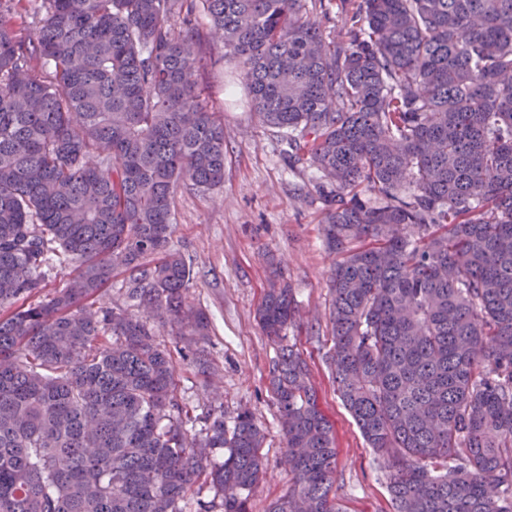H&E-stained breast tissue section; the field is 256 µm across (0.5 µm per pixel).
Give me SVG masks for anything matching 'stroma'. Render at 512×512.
<instances>
[{
  "instance_id": "stroma-1",
  "label": "stroma",
  "mask_w": 512,
  "mask_h": 512,
  "mask_svg": "<svg viewBox=\"0 0 512 512\" xmlns=\"http://www.w3.org/2000/svg\"><path fill=\"white\" fill-rule=\"evenodd\" d=\"M205 37V65L197 80L210 111L224 123V185L178 190L174 241L193 263L196 278L188 302L205 311L211 332L205 347L214 367L202 376L178 362V397L198 411L223 408L232 418L252 410L266 433V475L252 493L251 512H267L292 484L277 409L268 387L278 346L262 332L256 310L264 296L269 262L279 264L299 317L286 331L307 360L320 408L334 425L336 475L332 493L344 512H392L388 470L369 448L337 392L326 356L333 346L328 275L333 258L323 244V206L315 169L289 165L287 136L263 126L207 16L197 13Z\"/></svg>"
}]
</instances>
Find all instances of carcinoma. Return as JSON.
<instances>
[{"label":"carcinoma","mask_w":512,"mask_h":512,"mask_svg":"<svg viewBox=\"0 0 512 512\" xmlns=\"http://www.w3.org/2000/svg\"><path fill=\"white\" fill-rule=\"evenodd\" d=\"M38 2L31 29L0 8V512H183L200 482L221 502L197 512H249L263 477L250 410L229 426L177 396L173 354L199 362L209 319L185 304L173 197L224 185L199 7L320 173L329 364L393 512H512V0H358L335 37L305 0ZM61 254L68 286L24 304ZM119 272L125 309L103 300ZM295 316L274 271L259 324L280 343ZM269 383L293 478L268 512H342L295 346Z\"/></svg>","instance_id":"obj_1"}]
</instances>
